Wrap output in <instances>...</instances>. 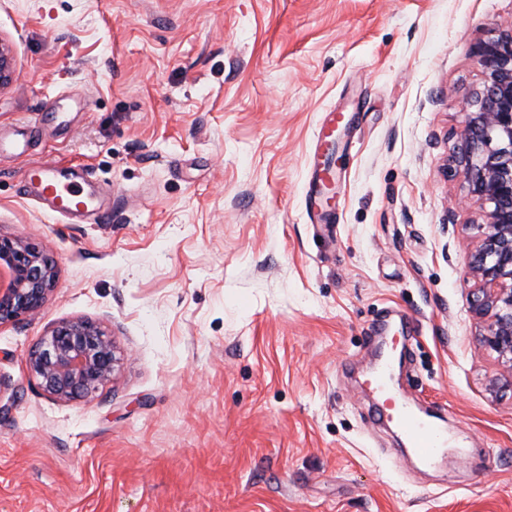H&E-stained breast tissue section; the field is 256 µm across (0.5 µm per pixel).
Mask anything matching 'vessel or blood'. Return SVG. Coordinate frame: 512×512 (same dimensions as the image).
I'll return each mask as SVG.
<instances>
[{"instance_id":"vessel-or-blood-1","label":"vessel or blood","mask_w":512,"mask_h":512,"mask_svg":"<svg viewBox=\"0 0 512 512\" xmlns=\"http://www.w3.org/2000/svg\"><path fill=\"white\" fill-rule=\"evenodd\" d=\"M26 183L57 213L77 215L87 210L90 199L78 183L66 175L65 169L50 163L32 165ZM391 364L382 361L372 371L370 384L382 398L380 414L390 417L402 430L407 448L420 462L435 460L445 442V436L433 421L399 404L389 384Z\"/></svg>"}]
</instances>
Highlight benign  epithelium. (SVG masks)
Returning a JSON list of instances; mask_svg holds the SVG:
<instances>
[{
	"label": "benign epithelium",
	"mask_w": 512,
	"mask_h": 512,
	"mask_svg": "<svg viewBox=\"0 0 512 512\" xmlns=\"http://www.w3.org/2000/svg\"><path fill=\"white\" fill-rule=\"evenodd\" d=\"M483 87L463 106L465 121L455 164L470 194L484 206L479 244L468 275L478 286L473 314L486 322L483 343L512 367V30L476 50ZM13 77L10 47L0 42V87ZM0 326L32 319L52 291L56 272L25 236L0 233ZM118 364L112 338L92 322L62 321L28 350L26 372L44 393L65 402L90 401L113 379Z\"/></svg>",
	"instance_id": "1"
}]
</instances>
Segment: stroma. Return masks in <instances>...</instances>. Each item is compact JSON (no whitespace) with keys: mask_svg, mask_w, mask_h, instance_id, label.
I'll return each mask as SVG.
<instances>
[{"mask_svg":"<svg viewBox=\"0 0 512 512\" xmlns=\"http://www.w3.org/2000/svg\"><path fill=\"white\" fill-rule=\"evenodd\" d=\"M512 0H0V232L56 283L0 327V512H512V370L466 281L478 206L445 166L476 47ZM336 194L307 210L333 114ZM106 191L82 222L26 194L33 163ZM400 403L451 464L421 465L360 387L373 326ZM111 333L89 402L29 382L55 323Z\"/></svg>","mask_w":512,"mask_h":512,"instance_id":"obj_1","label":"stroma"}]
</instances>
